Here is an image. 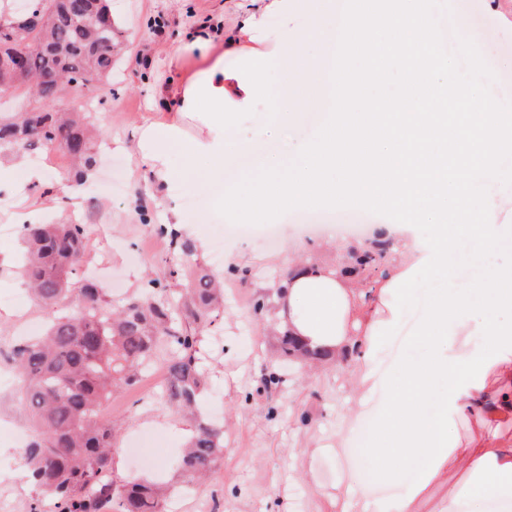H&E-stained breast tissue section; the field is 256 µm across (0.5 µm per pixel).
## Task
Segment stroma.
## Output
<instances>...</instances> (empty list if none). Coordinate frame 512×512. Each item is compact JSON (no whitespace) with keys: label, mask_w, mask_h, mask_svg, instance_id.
Here are the masks:
<instances>
[{"label":"stroma","mask_w":512,"mask_h":512,"mask_svg":"<svg viewBox=\"0 0 512 512\" xmlns=\"http://www.w3.org/2000/svg\"><path fill=\"white\" fill-rule=\"evenodd\" d=\"M434 3L440 31H455L449 52L457 53L467 37L476 39L475 49L460 55V79L469 81L491 72L494 80L488 95L512 108V0ZM110 5L120 20L124 41L134 43L135 49L116 59L111 80L95 83L89 91L97 102L96 123L107 148L94 176L80 185L71 168L48 167L43 182L21 184L20 194L0 204V362L7 361L26 325L47 318L45 307L21 283V241L9 228L18 198L39 201L38 214L47 220L57 219L60 202H67L76 213V223L105 229L104 235H91L80 272L105 288L113 305L141 293L153 279L167 282L176 293L200 274L224 281V309L200 346L208 379L198 397L199 416L224 427L223 459L202 483L184 486L176 465L192 433L191 422L163 401L144 398L142 388L120 389L113 392L111 407L100 413L111 421L114 432L112 479L123 482L149 476L168 483L164 512H336V493L350 487L367 490L351 453L353 448L369 447L372 438L346 425L347 417L358 408L359 395L350 383L355 365L346 359L311 372L301 362L284 363L275 340L264 333L276 320L275 309L258 312L253 308L263 293L262 283L286 273L276 266L277 256L297 249L304 257L331 261L335 248H316L317 231L302 230L294 208L273 216L276 238L259 233L225 236L224 227L233 218L215 208L210 191L201 186L190 191L157 186L134 153L144 120L164 122L170 117L159 92L176 77L169 60L178 38L217 14L232 21L243 12V0H111ZM289 38L318 65L306 77L305 94L294 100L290 140L277 144L258 137L269 118L262 108L241 114L236 130L251 136L253 144L225 167V184L259 175L266 155L287 152L289 144L310 141L316 134L326 43L298 29L290 31ZM74 185L79 186L80 195L70 202L65 192ZM174 203L208 241L206 248L194 249L188 259L158 234L168 205ZM219 240L225 254L244 253L243 273H228L214 259L213 245ZM181 264L188 267L186 278H169V269ZM429 289L428 280L419 278L400 323L382 344L381 363H389L403 339L415 335ZM272 369L280 372L282 382L268 389L262 377ZM29 428L23 398L0 391V512H30L39 498L37 490L22 480L14 454L13 431ZM144 431L159 434L161 443L137 447L136 439ZM340 433L345 445L335 453L328 444Z\"/></svg>","instance_id":"stroma-1"}]
</instances>
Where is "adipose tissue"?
<instances>
[{
	"label": "adipose tissue",
	"mask_w": 512,
	"mask_h": 512,
	"mask_svg": "<svg viewBox=\"0 0 512 512\" xmlns=\"http://www.w3.org/2000/svg\"><path fill=\"white\" fill-rule=\"evenodd\" d=\"M432 0H395L386 12L363 9L344 22L297 0H264L232 27L215 22L185 33L171 63L179 78L165 92L168 121L145 123L135 155L164 186L211 189L216 208L265 224L288 206L307 210L374 207L376 243L395 255L369 303L354 285L356 252L343 229L330 238L337 255L313 262L288 252L285 279L273 282L278 330L294 336L306 367L353 354L363 394L384 391L368 450L375 483H395L418 469L398 497L370 503L346 493L336 512H419L439 483L448 485V512H512V261L486 258L512 238V224L482 196L478 177L512 139V120L488 98L482 82L459 83L455 56L438 57ZM304 22V31L339 43L343 60L329 81L341 94L336 111L298 161L285 170L271 159L254 186L224 182V166L251 140L234 133L237 117L265 106L272 117L260 137H288L289 103L269 91L271 69L288 50L266 32L268 18ZM235 64H225V56ZM407 81L392 100L355 97L352 88L381 65ZM179 150L181 170L168 155ZM429 234H422V227ZM474 238L472 264L480 278L459 286L451 262L460 234ZM437 285L427 312L399 357L379 365V347L409 301L420 275Z\"/></svg>",
	"instance_id": "obj_1"
}]
</instances>
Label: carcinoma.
<instances>
[{"label":"carcinoma","mask_w":512,"mask_h":512,"mask_svg":"<svg viewBox=\"0 0 512 512\" xmlns=\"http://www.w3.org/2000/svg\"><path fill=\"white\" fill-rule=\"evenodd\" d=\"M51 14L33 34L28 71L45 77L34 90L39 110L0 117V154L64 150L84 179L101 148L93 113L74 98L61 101L75 78L112 77L113 50L121 35L105 0H48ZM23 272L48 309L44 335L17 344L13 363L39 433L18 450L29 480L51 512H163L165 491L155 481L117 485L109 478L112 422L101 407L119 388L136 386L153 365L164 366L159 398L176 412L193 414L206 382L199 357L202 336L220 315L221 286L201 279L189 298L158 280L112 307L104 289L77 278L89 233L86 225L24 224ZM192 438L178 469L187 483L203 479L224 453V428L194 417Z\"/></svg>","instance_id":"1"}]
</instances>
